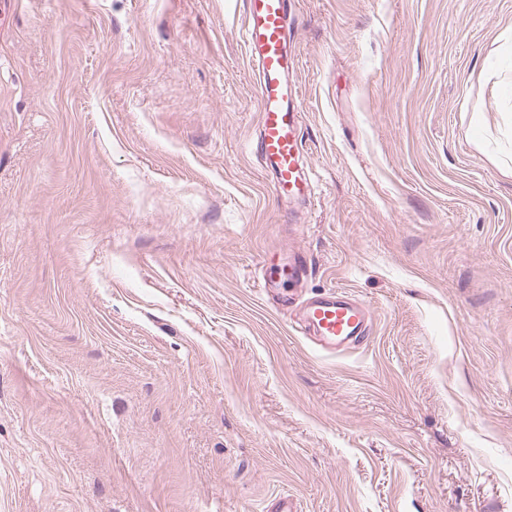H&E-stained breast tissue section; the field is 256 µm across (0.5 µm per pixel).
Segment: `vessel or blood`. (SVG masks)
I'll use <instances>...</instances> for the list:
<instances>
[{
  "instance_id": "vessel-or-blood-1",
  "label": "vessel or blood",
  "mask_w": 512,
  "mask_h": 512,
  "mask_svg": "<svg viewBox=\"0 0 512 512\" xmlns=\"http://www.w3.org/2000/svg\"><path fill=\"white\" fill-rule=\"evenodd\" d=\"M243 38L249 64L258 78V122L254 151L271 178L278 197L309 199L310 169L303 151L304 113L296 80L298 56L293 48L290 0H246ZM308 269L298 255L277 267H263L261 287L276 296L279 279L297 285ZM303 335L332 353L337 346L365 339L370 331L366 307L349 296L328 290L302 303Z\"/></svg>"
}]
</instances>
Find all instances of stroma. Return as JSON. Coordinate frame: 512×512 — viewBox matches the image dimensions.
I'll return each instance as SVG.
<instances>
[{"label": "stroma", "instance_id": "stroma-1", "mask_svg": "<svg viewBox=\"0 0 512 512\" xmlns=\"http://www.w3.org/2000/svg\"><path fill=\"white\" fill-rule=\"evenodd\" d=\"M245 0H8L0 512H512V0H295L314 199ZM366 304L295 335L260 265ZM243 38L249 64L258 78L257 139L262 170L279 198L313 196L303 151L304 113L296 80L291 0H246ZM308 269L300 256L296 254H292L287 261L281 262L275 269L269 267L266 262L262 267L261 274V287L263 292L270 297L271 299L280 304L282 307H285L288 310L289 306L295 304V299H292L288 296L287 299H281L278 296L277 283L278 280L286 277L288 278V283L292 285H299L300 282L304 281L307 277ZM299 326L304 336L328 353L335 352L336 346L365 339L370 331L367 308L333 290L302 303Z\"/></svg>", "mask_w": 512, "mask_h": 512}]
</instances>
